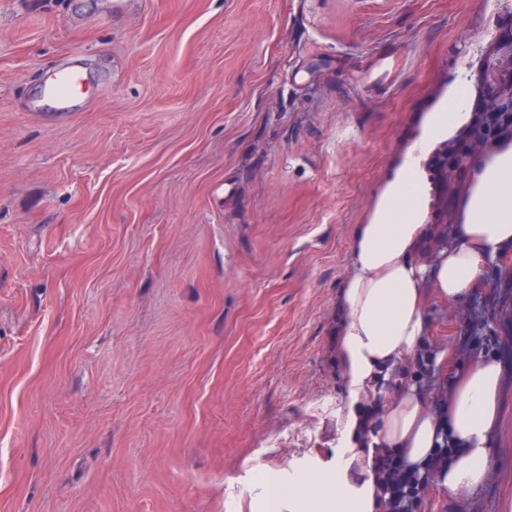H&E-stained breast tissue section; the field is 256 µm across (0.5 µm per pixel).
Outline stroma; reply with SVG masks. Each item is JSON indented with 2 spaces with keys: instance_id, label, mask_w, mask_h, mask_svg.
Returning <instances> with one entry per match:
<instances>
[{
  "instance_id": "35a3bbf8",
  "label": "stroma",
  "mask_w": 512,
  "mask_h": 512,
  "mask_svg": "<svg viewBox=\"0 0 512 512\" xmlns=\"http://www.w3.org/2000/svg\"><path fill=\"white\" fill-rule=\"evenodd\" d=\"M512 0H0V512H265L327 467L355 225ZM399 56L382 84L365 75ZM74 64V111L40 106ZM512 374L494 272L431 311ZM488 483L512 512V385Z\"/></svg>"
}]
</instances>
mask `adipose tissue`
Segmentation results:
<instances>
[{
  "instance_id": "1",
  "label": "adipose tissue",
  "mask_w": 512,
  "mask_h": 512,
  "mask_svg": "<svg viewBox=\"0 0 512 512\" xmlns=\"http://www.w3.org/2000/svg\"><path fill=\"white\" fill-rule=\"evenodd\" d=\"M469 112H433L410 142L372 221L356 225L351 267L337 291L333 363L346 387L340 449L327 470L290 481L269 474L268 512H386L377 467L392 450L410 471H423L441 444L453 452L439 470L440 494L463 500L488 480L493 437L502 416L507 370L493 355L456 365L453 347L435 352L454 367L446 399L414 383L398 384L407 359L432 331L431 304L457 306L484 283L488 266L512 252V141L481 154L456 198L447 242L429 247L435 227L425 208L435 192L426 168L437 148L469 126Z\"/></svg>"
}]
</instances>
